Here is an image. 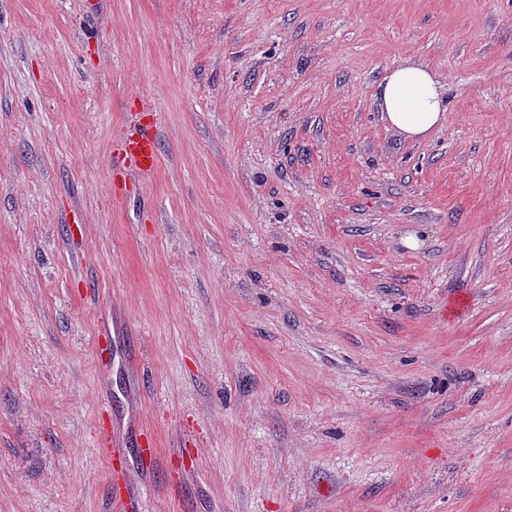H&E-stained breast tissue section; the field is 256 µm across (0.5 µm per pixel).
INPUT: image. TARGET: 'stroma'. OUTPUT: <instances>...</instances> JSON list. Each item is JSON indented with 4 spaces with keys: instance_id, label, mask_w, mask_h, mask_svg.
<instances>
[{
    "instance_id": "obj_1",
    "label": "stroma",
    "mask_w": 512,
    "mask_h": 512,
    "mask_svg": "<svg viewBox=\"0 0 512 512\" xmlns=\"http://www.w3.org/2000/svg\"><path fill=\"white\" fill-rule=\"evenodd\" d=\"M131 415L136 512H512V0H0V512ZM375 94L387 121L409 139H424L446 119L448 102L443 88L424 65L407 63L391 69ZM158 141L157 123L127 131L121 139L113 165L127 172H137L145 178L152 176L158 165Z\"/></svg>"
}]
</instances>
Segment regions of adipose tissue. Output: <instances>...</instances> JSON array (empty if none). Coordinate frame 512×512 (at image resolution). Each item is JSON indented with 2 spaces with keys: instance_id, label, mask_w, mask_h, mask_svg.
I'll return each instance as SVG.
<instances>
[{
  "instance_id": "obj_1",
  "label": "adipose tissue",
  "mask_w": 512,
  "mask_h": 512,
  "mask_svg": "<svg viewBox=\"0 0 512 512\" xmlns=\"http://www.w3.org/2000/svg\"><path fill=\"white\" fill-rule=\"evenodd\" d=\"M376 99L391 126L413 140L425 138L444 122L448 110L439 80L417 63L388 71L376 87Z\"/></svg>"
}]
</instances>
